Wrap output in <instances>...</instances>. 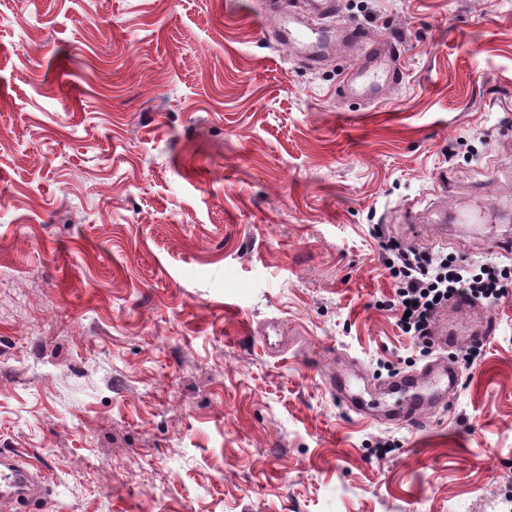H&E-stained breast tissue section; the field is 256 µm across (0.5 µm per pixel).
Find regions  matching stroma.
Returning <instances> with one entry per match:
<instances>
[{"label": "stroma", "instance_id": "obj_1", "mask_svg": "<svg viewBox=\"0 0 512 512\" xmlns=\"http://www.w3.org/2000/svg\"><path fill=\"white\" fill-rule=\"evenodd\" d=\"M258 0H0V451L46 512H512V0H341L374 103ZM503 269L478 365L417 426L339 370L426 359L372 234ZM342 32L346 43L361 50V59L345 79L351 94L375 100L381 80L394 84L402 82L399 54L389 48L386 39L368 37L352 25H345ZM363 388L355 392V388L358 387L357 382L353 381L349 377L339 378L337 381L335 377L331 378L329 382V388L331 392L337 396L340 401L345 403L348 407H350L355 412L361 413L359 408L360 403L363 402L362 392L371 393L372 388L368 384V380L362 378ZM367 382V384H366Z\"/></svg>", "mask_w": 512, "mask_h": 512}]
</instances>
